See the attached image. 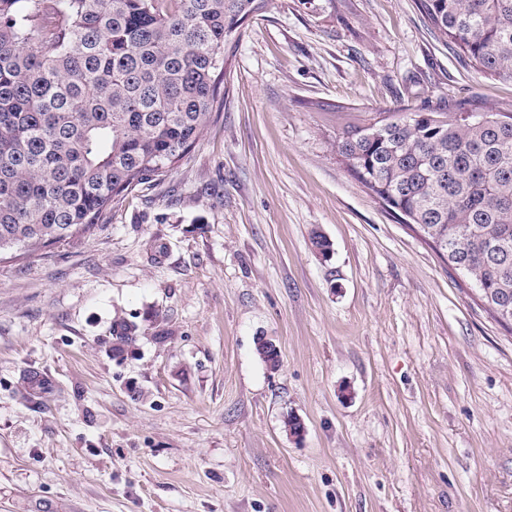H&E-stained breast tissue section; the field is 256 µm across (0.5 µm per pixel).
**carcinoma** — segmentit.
Segmentation results:
<instances>
[{"label": "carcinoma", "mask_w": 512, "mask_h": 512, "mask_svg": "<svg viewBox=\"0 0 512 512\" xmlns=\"http://www.w3.org/2000/svg\"><path fill=\"white\" fill-rule=\"evenodd\" d=\"M266 0H0V255L68 245L200 139L224 49ZM449 47L512 81V0H419ZM353 176L512 330V113L366 112L336 129ZM138 323L112 322V355ZM255 352L281 366L264 336Z\"/></svg>", "instance_id": "cac0c4a2"}]
</instances>
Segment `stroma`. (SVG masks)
<instances>
[{
	"label": "stroma",
	"mask_w": 512,
	"mask_h": 512,
	"mask_svg": "<svg viewBox=\"0 0 512 512\" xmlns=\"http://www.w3.org/2000/svg\"><path fill=\"white\" fill-rule=\"evenodd\" d=\"M220 94L163 180L0 257V512H512V333L336 155L354 113L510 112L512 81L418 0H267ZM141 336L138 323L117 315L112 322V355L117 357L134 346ZM255 352L260 361L270 371H277L281 366V355L277 345L265 336H258L254 342Z\"/></svg>",
	"instance_id": "stroma-1"
}]
</instances>
